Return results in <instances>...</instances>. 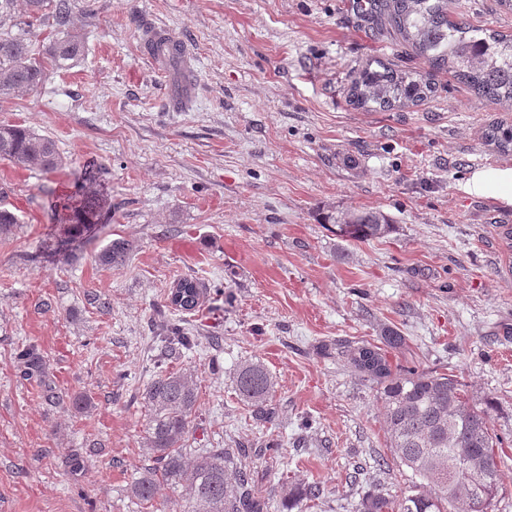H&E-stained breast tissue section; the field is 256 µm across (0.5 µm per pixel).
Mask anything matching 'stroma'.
Here are the masks:
<instances>
[{
    "label": "stroma",
    "mask_w": 512,
    "mask_h": 512,
    "mask_svg": "<svg viewBox=\"0 0 512 512\" xmlns=\"http://www.w3.org/2000/svg\"><path fill=\"white\" fill-rule=\"evenodd\" d=\"M353 3L77 0L84 60L0 95V124L50 136L63 157L52 173L0 160V207L19 219L0 235V512H141L126 488L151 463L142 392L159 364L193 376L190 447L245 449L268 512H356L369 493L401 494L415 478L389 446L377 386L340 352L384 346L390 330L404 338L392 365L455 376L489 405L492 512H512V204L465 190L476 169L512 168L482 140L512 111L445 71L420 104L353 105L372 61L426 69ZM147 27L185 46V108L172 70L150 63ZM90 164L112 220L58 250L53 206ZM372 209L395 224L388 237L348 241L319 219ZM117 238L128 261L96 263ZM186 276L214 291L183 317L193 349L171 350L167 294ZM31 342L39 382L19 376ZM248 362L274 380L263 419L234 388ZM313 483L317 498L293 497Z\"/></svg>",
    "instance_id": "1"
}]
</instances>
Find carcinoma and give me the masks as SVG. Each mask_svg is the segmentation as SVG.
<instances>
[{
    "mask_svg": "<svg viewBox=\"0 0 512 512\" xmlns=\"http://www.w3.org/2000/svg\"><path fill=\"white\" fill-rule=\"evenodd\" d=\"M75 0H26L29 17L51 19L58 29L43 58L33 56L25 34L0 33V93L31 92L43 86L48 70L75 67L85 56L83 37L68 30ZM459 0H367L366 12L376 23L399 35L433 71L445 70L466 83L477 98L490 105L512 109V33H487L471 24L459 11ZM432 92L431 83L418 71H403L377 61L362 69L351 83L355 105L370 111H388L414 105ZM487 145L502 154L512 152V124L492 122L483 131ZM0 160L55 171L62 166L55 141L19 124L0 125ZM57 220L70 223L60 246L83 236L92 224L104 222L98 194L81 187L59 203ZM343 238L353 241L382 239L394 225L381 211L336 212L323 216ZM130 244L114 239L96 255L104 266L126 262ZM190 291L183 307L193 311L210 289L206 282L182 278ZM165 339L186 349L192 347L179 322L165 327ZM345 355L367 378L379 386L385 408L386 432L396 458L420 480L422 490L398 497L370 495L358 512H491L500 486L494 439L487 426L488 409L472 402L464 385L454 376L417 367L394 369L382 349L364 344L347 347ZM44 359L29 345L19 354V371L25 380L41 376ZM236 388L248 405L259 410L274 388L268 370L260 363L241 367ZM197 390L183 372L161 370L146 385L145 439L153 465L128 484L130 498L144 507L153 506L161 484L178 492L185 503L182 512H262L251 489L246 468L233 465L224 448H198L188 458L185 440L192 427ZM468 456L480 472L461 474L457 461Z\"/></svg>",
    "mask_w": 512,
    "mask_h": 512,
    "instance_id": "obj_1",
    "label": "carcinoma"
}]
</instances>
